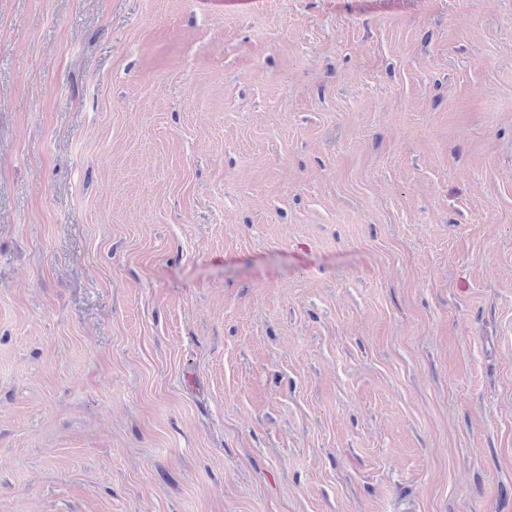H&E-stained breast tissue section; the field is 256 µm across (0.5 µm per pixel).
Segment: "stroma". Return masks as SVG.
I'll use <instances>...</instances> for the list:
<instances>
[{
    "mask_svg": "<svg viewBox=\"0 0 512 512\" xmlns=\"http://www.w3.org/2000/svg\"><path fill=\"white\" fill-rule=\"evenodd\" d=\"M0 512H512V0H0Z\"/></svg>",
    "mask_w": 512,
    "mask_h": 512,
    "instance_id": "35a3bbf8",
    "label": "stroma"
}]
</instances>
